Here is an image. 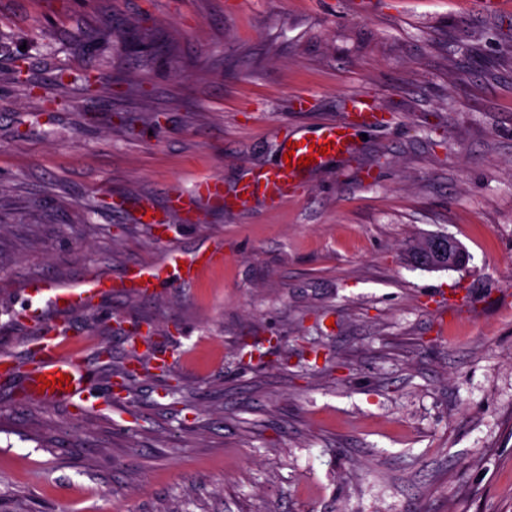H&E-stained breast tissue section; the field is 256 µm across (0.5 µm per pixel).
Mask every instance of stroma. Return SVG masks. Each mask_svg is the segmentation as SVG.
<instances>
[{
	"mask_svg": "<svg viewBox=\"0 0 512 512\" xmlns=\"http://www.w3.org/2000/svg\"><path fill=\"white\" fill-rule=\"evenodd\" d=\"M373 2L0 0L28 78L0 81V512H512V0ZM359 94L381 122L280 206L138 223ZM435 233L465 266L407 263ZM216 246L194 281L46 310L87 391L23 398L25 283Z\"/></svg>",
	"mask_w": 512,
	"mask_h": 512,
	"instance_id": "obj_1",
	"label": "stroma"
}]
</instances>
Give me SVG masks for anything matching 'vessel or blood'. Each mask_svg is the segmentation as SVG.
Listing matches in <instances>:
<instances>
[{
  "label": "vessel or blood",
  "instance_id": "1",
  "mask_svg": "<svg viewBox=\"0 0 512 512\" xmlns=\"http://www.w3.org/2000/svg\"><path fill=\"white\" fill-rule=\"evenodd\" d=\"M358 131L351 122H336L321 128L320 132L308 137H294V155L301 158L312 156L315 165H322L326 156L347 153ZM328 147V155H321V147ZM309 167L287 166L279 163L277 167L267 170L256 178L242 183L240 192L247 197L261 196L278 203L287 197L289 182L309 174ZM202 203L227 205L224 195V183L218 178H204L195 183L193 188L175 195L173 207L176 211L188 213ZM222 251L215 248L182 257L179 252L167 254L159 264L139 266L131 270L125 279H112L97 273L87 274L82 280L63 284L49 279H38L26 284L24 292L28 302L21 312L26 321L40 331L44 338L42 358L27 371L25 394L27 398L53 403L73 401L82 397L86 390L85 376L82 369L81 353L75 352L72 338L63 332L59 324H45L38 303L50 307H62L63 311L76 312L85 310L99 296L112 293H145L153 288L163 271H171L174 279L194 280L206 270L221 263ZM66 375L70 378L69 388L56 386L55 378ZM50 380V387H43V380Z\"/></svg>",
  "mask_w": 512,
  "mask_h": 512
}]
</instances>
